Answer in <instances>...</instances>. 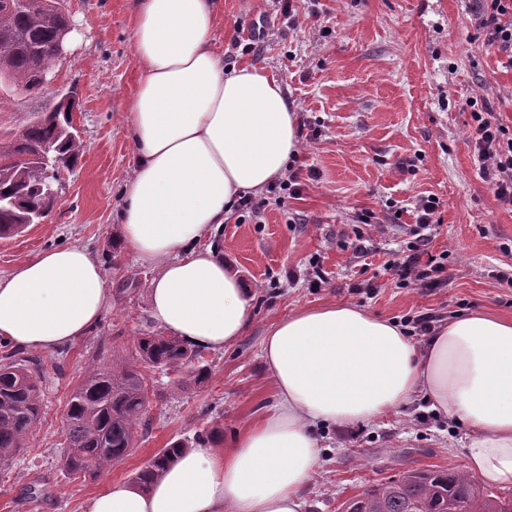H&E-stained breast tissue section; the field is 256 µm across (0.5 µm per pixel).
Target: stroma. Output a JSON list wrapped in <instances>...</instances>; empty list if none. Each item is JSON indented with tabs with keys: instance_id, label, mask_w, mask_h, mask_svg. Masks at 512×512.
I'll list each match as a JSON object with an SVG mask.
<instances>
[{
	"instance_id": "1",
	"label": "stroma",
	"mask_w": 512,
	"mask_h": 512,
	"mask_svg": "<svg viewBox=\"0 0 512 512\" xmlns=\"http://www.w3.org/2000/svg\"><path fill=\"white\" fill-rule=\"evenodd\" d=\"M75 29L58 81L37 98L0 107V143L9 144L62 95L85 148L65 176L49 218L0 239V275L35 254L89 248L103 265L112 303L96 330L54 351H33L42 377V415L23 452L0 472V512H82L108 484L128 483L169 444L195 446L210 429L225 445L274 403L260 344L291 312L345 303L402 322L431 313L512 318V210L480 178L469 100L483 96L491 121L512 127V66L483 47L472 0H219L217 48L225 64H251L282 79L298 120L300 193L255 195L257 215H232L210 237L252 290L253 321L221 351L200 350V382L148 370L146 415L127 455L86 481L61 468V432L72 390L92 357H133L138 336L158 331L148 310L153 273L120 244L122 189L133 164L126 123L137 81L133 0H68ZM433 197L437 232L428 253H447L448 283L400 288L384 271L401 258L416 203ZM369 223H359L361 215ZM320 269L322 287L309 285ZM318 468L306 512H342L364 490L405 469L462 467L466 425L428 410L423 396L379 419L320 427Z\"/></svg>"
}]
</instances>
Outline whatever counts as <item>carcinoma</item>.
Segmentation results:
<instances>
[{
	"label": "carcinoma",
	"mask_w": 512,
	"mask_h": 512,
	"mask_svg": "<svg viewBox=\"0 0 512 512\" xmlns=\"http://www.w3.org/2000/svg\"><path fill=\"white\" fill-rule=\"evenodd\" d=\"M59 0H22L0 8V105L19 91L30 98L43 93L39 74L57 62L54 45L63 16ZM45 145L55 149L61 170L70 171L84 150L71 112L57 110L31 122L22 136L0 145V155L36 156ZM51 166L37 161L0 166V234L43 223L58 195L52 193ZM140 364L91 365L68 400L62 432L66 455L61 465L73 479L94 478L133 447L149 401L148 366L181 379H202L205 369H190L198 353L174 336L149 333L135 342ZM12 351L0 357V469L11 465L41 418V387L28 358ZM185 448L174 442L153 456L134 483L146 490L155 476ZM344 512H512V497H501L459 470L408 469L399 477L351 498Z\"/></svg>",
	"instance_id": "1"
}]
</instances>
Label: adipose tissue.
<instances>
[{"instance_id": "obj_1", "label": "adipose tissue", "mask_w": 512, "mask_h": 512, "mask_svg": "<svg viewBox=\"0 0 512 512\" xmlns=\"http://www.w3.org/2000/svg\"><path fill=\"white\" fill-rule=\"evenodd\" d=\"M216 10L215 0L135 2L136 156L118 218L123 245L154 273L153 319L188 346L220 351L249 328L251 289L204 241L241 195L282 177L300 141L277 75L225 67ZM111 299L88 248L41 252L0 276V339L60 349L92 333ZM261 356L275 402L229 447L184 449L148 490L109 485L83 512H305L317 427L374 420L420 393L468 427L466 470L512 488V319L461 314L421 349L398 323L326 304L275 321Z\"/></svg>"}]
</instances>
